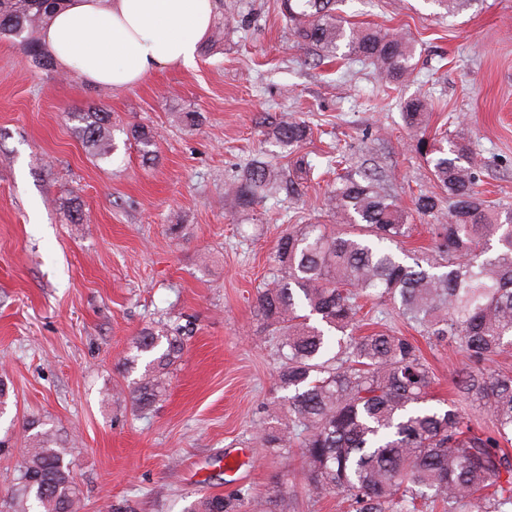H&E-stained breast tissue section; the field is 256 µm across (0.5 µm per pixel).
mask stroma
<instances>
[{
    "instance_id": "obj_1",
    "label": "stroma",
    "mask_w": 512,
    "mask_h": 512,
    "mask_svg": "<svg viewBox=\"0 0 512 512\" xmlns=\"http://www.w3.org/2000/svg\"><path fill=\"white\" fill-rule=\"evenodd\" d=\"M346 14L410 34V80L384 84L361 63L316 60L276 0H224L223 43L202 42L194 66L123 90L39 68L0 41V376L12 389L0 437L30 416L53 424L80 512L122 500L135 512H186L201 495L236 491L246 512H339L334 498L308 496L299 454L254 440L284 395L278 344L254 305L276 273L278 237L330 223L329 157L344 154L352 175H386L408 210L418 190L433 189L400 100H429L427 137L464 127L477 191L494 211L512 212V0H473L453 16L434 0H350ZM95 109L112 117L105 160L74 118ZM181 112L200 113L198 125L176 124ZM285 113L310 127L302 151L320 177L238 212L224 185L258 154L280 156L263 120ZM138 124L157 135L155 163L127 137ZM160 323L181 327L184 351L155 411L103 403L123 381L132 337ZM360 330L410 338L435 373L432 400L451 397L466 363L457 345L421 336L389 300ZM229 456L239 470L226 469Z\"/></svg>"
}]
</instances>
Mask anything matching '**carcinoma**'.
<instances>
[{"label":"carcinoma","mask_w":512,"mask_h":512,"mask_svg":"<svg viewBox=\"0 0 512 512\" xmlns=\"http://www.w3.org/2000/svg\"><path fill=\"white\" fill-rule=\"evenodd\" d=\"M65 0H0V40H14L39 66H53L41 31ZM343 0H280V12L298 39L325 53L363 58L384 81L404 82L413 72L415 47L402 33L357 27L342 15ZM402 118L416 140L434 184L448 193L443 214L432 191L415 197L414 211L430 218L439 259L417 255L405 262L394 246L411 235L412 215L373 174L337 178L325 205L344 225L302 224L281 236L274 261L280 276L258 291L257 316L283 349L279 385L283 415L260 427L256 439L274 452L299 442L308 494L344 493L354 512H416L419 499L456 512H512V455L502 442L512 435V375L491 368L512 346V217L498 214L474 190L473 143L425 138L428 103L401 102ZM82 139L105 160L114 144L109 113L76 115ZM142 158H155L156 133L131 128ZM267 136L286 155L311 138L303 121L286 115L269 122ZM314 171L304 155L285 169L259 157L224 188L235 207L249 211L288 178ZM496 245H491V241ZM361 296L399 302L403 318L419 332L464 348L465 367L454 380L460 405H426L433 372L405 336L377 331L353 334ZM180 328L151 326L131 341L125 373L144 370L115 395L147 414L166 391L181 357ZM477 404L491 425L475 427L462 405ZM22 461L0 484V512H79L68 448L57 430L32 416L22 426ZM244 498L204 494L186 512H244Z\"/></svg>","instance_id":"obj_1"}]
</instances>
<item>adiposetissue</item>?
I'll return each mask as SVG.
<instances>
[{"instance_id": "adipose-tissue-1", "label": "adipose tissue", "mask_w": 512, "mask_h": 512, "mask_svg": "<svg viewBox=\"0 0 512 512\" xmlns=\"http://www.w3.org/2000/svg\"><path fill=\"white\" fill-rule=\"evenodd\" d=\"M213 14V0H67L42 43L62 70L120 90L192 66Z\"/></svg>"}]
</instances>
